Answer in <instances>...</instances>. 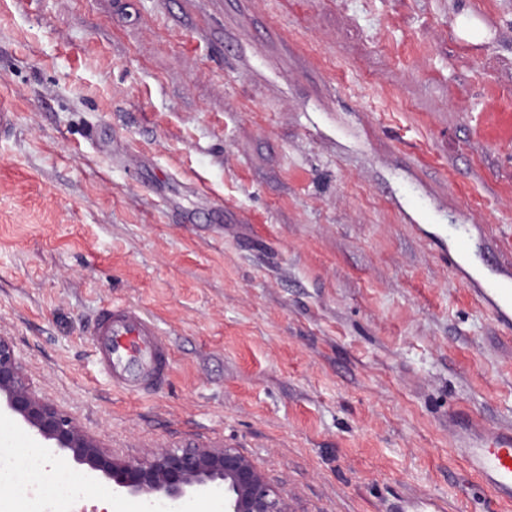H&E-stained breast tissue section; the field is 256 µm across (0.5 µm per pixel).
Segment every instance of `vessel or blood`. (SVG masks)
<instances>
[{"mask_svg": "<svg viewBox=\"0 0 512 512\" xmlns=\"http://www.w3.org/2000/svg\"><path fill=\"white\" fill-rule=\"evenodd\" d=\"M505 330H512V284H492L473 291ZM93 356L113 387L147 395L170 376V349L153 319L127 304L98 312L93 321ZM469 467L502 501L512 502V431L496 432L464 451Z\"/></svg>", "mask_w": 512, "mask_h": 512, "instance_id": "1", "label": "vessel or blood"}]
</instances>
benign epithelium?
Listing matches in <instances>:
<instances>
[{
	"mask_svg": "<svg viewBox=\"0 0 512 512\" xmlns=\"http://www.w3.org/2000/svg\"><path fill=\"white\" fill-rule=\"evenodd\" d=\"M53 443L60 454L112 481V492L160 494L180 503L189 494L224 489V512H288L278 487L234 448L190 445L161 448L142 460L117 461L85 435L73 418L43 399L25 374L13 343L0 336V399Z\"/></svg>",
	"mask_w": 512,
	"mask_h": 512,
	"instance_id": "7a95c632",
	"label": "benign epithelium"
}]
</instances>
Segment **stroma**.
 <instances>
[{"label": "stroma", "mask_w": 512, "mask_h": 512, "mask_svg": "<svg viewBox=\"0 0 512 512\" xmlns=\"http://www.w3.org/2000/svg\"><path fill=\"white\" fill-rule=\"evenodd\" d=\"M0 336L118 459L238 449L288 512H512V0H0ZM467 225L458 266L454 227ZM170 378L114 390L112 303ZM69 512L146 496L65 459ZM475 302L487 308L495 321L509 333L512 330V284H490L473 288ZM93 356L113 387L152 394L170 376V349L153 319L127 304L98 312L93 321ZM469 467L502 501L512 502V430L496 432L476 448H464Z\"/></svg>", "instance_id": "1"}]
</instances>
